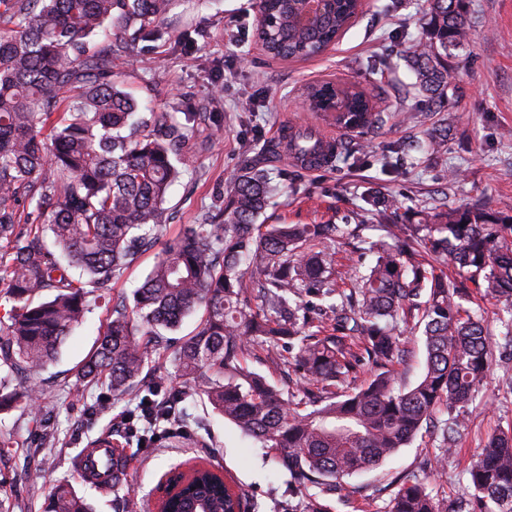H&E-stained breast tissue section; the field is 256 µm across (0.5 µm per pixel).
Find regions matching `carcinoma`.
<instances>
[{
  "instance_id": "1",
  "label": "carcinoma",
  "mask_w": 512,
  "mask_h": 512,
  "mask_svg": "<svg viewBox=\"0 0 512 512\" xmlns=\"http://www.w3.org/2000/svg\"><path fill=\"white\" fill-rule=\"evenodd\" d=\"M423 36L405 62L420 93L448 95V55L464 48L468 0H426ZM172 0H0V413L19 400L38 406L54 391L11 388L54 360L84 319L90 297L111 296L112 282L167 228L169 188L190 161L199 113L140 114L124 90L125 60L138 42L163 35ZM266 8L275 26L257 33L278 58H306L336 39L358 15L357 0L310 27ZM316 108L331 102L369 130L383 122L360 92L330 84L309 92ZM448 125L412 145L440 152ZM272 193L270 173L247 165L226 187L227 206L184 226L158 256L133 305L115 299L97 343L73 368L72 395L104 384L134 408L126 440L146 442L157 429L174 435L205 399L224 420L274 451L278 467L302 497V512H328L320 502L336 484L370 470L434 423L441 407L473 401L499 348L512 349V328L495 334L462 301L470 289L428 260L450 256L475 288L512 314V216L482 208L420 211L397 218L375 193L366 213L386 235L360 238L362 225L259 224ZM26 203L37 223L22 217ZM348 235L373 256L342 287L331 243ZM200 314L193 334L171 338ZM418 335L425 368L409 386L390 368L404 361L402 328ZM170 361L180 385L162 389L144 374L152 354ZM295 381L296 401L250 364L259 354ZM372 378L356 384L365 368ZM463 423L440 422V457L457 450ZM469 484L452 512H512V432L487 438L467 469ZM212 481L211 512H242L241 497L220 474L194 466L185 481ZM46 512H90L69 485H58ZM388 512H439L423 482L404 480Z\"/></svg>"
}]
</instances>
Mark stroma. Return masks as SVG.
Returning a JSON list of instances; mask_svg holds the SVG:
<instances>
[{"label":"stroma","mask_w":512,"mask_h":512,"mask_svg":"<svg viewBox=\"0 0 512 512\" xmlns=\"http://www.w3.org/2000/svg\"><path fill=\"white\" fill-rule=\"evenodd\" d=\"M259 0H174L162 39L145 40L131 60L125 87L142 105L162 112H198L193 162L168 191L172 221L161 243L181 228L216 215L224 187L248 163L270 169L279 188L263 216L267 224H355L364 194L381 192L399 211L423 206L483 208L512 216V0H469L471 27L463 49L449 59L454 107L446 110L414 87L403 60L406 41L419 38L424 0H365L351 26L321 54L283 60L269 56L256 35ZM335 86L380 96L390 112L378 130L332 127L347 157L319 173L283 167L268 158L282 123L295 129L320 128L319 113L302 106L310 84ZM449 118L452 134L444 158L407 153L397 172L383 169L386 144L425 138L438 120ZM460 178H450V171ZM109 312L91 304L84 323L68 337L57 359L31 372L30 385L56 386L46 404L47 428L55 447L41 445L27 408L0 414V433H14L17 445L0 448V505L6 512H42L52 486L69 483L93 512H155L157 486L164 476L195 465L223 470L252 512H294L299 498L272 454L233 424L195 404V418L184 434L160 437L149 446L125 443L118 422L128 401L90 410L104 388L83 399L68 393L71 370L91 350ZM486 409L460 408L464 420L460 450L439 466L440 437L425 430L415 441L373 470L337 484L324 496L329 512H387L398 485L407 477L430 479L441 512L466 491L465 469L498 431H512V359L494 362L479 394ZM121 443L132 462L119 490L80 481L75 463L100 436ZM41 470L42 485L31 487L28 470Z\"/></svg>","instance_id":"35a3bbf8"}]
</instances>
